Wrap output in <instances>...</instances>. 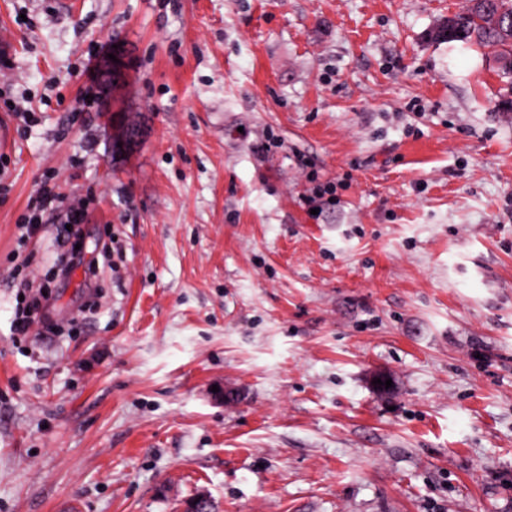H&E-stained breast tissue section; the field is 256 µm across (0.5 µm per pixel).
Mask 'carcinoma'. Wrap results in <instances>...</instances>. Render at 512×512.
I'll return each instance as SVG.
<instances>
[{"label":"carcinoma","instance_id":"cac0c4a2","mask_svg":"<svg viewBox=\"0 0 512 512\" xmlns=\"http://www.w3.org/2000/svg\"><path fill=\"white\" fill-rule=\"evenodd\" d=\"M434 39L476 42L498 50L497 61L504 73H512V0H468L465 10L446 19Z\"/></svg>","mask_w":512,"mask_h":512}]
</instances>
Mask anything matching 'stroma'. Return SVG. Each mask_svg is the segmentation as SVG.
Returning <instances> with one entry per match:
<instances>
[{
	"label": "stroma",
	"mask_w": 512,
	"mask_h": 512,
	"mask_svg": "<svg viewBox=\"0 0 512 512\" xmlns=\"http://www.w3.org/2000/svg\"><path fill=\"white\" fill-rule=\"evenodd\" d=\"M466 5L0 0V512H512V76L431 40ZM53 173L96 281H46L64 207L22 233ZM49 299L48 294L43 295L39 293L38 295H33L30 298L25 310L21 313V316H18L14 321V330L17 334L25 335L32 324L34 323L36 317L35 315L41 313L42 310V300L47 301Z\"/></svg>",
	"instance_id": "1"
}]
</instances>
